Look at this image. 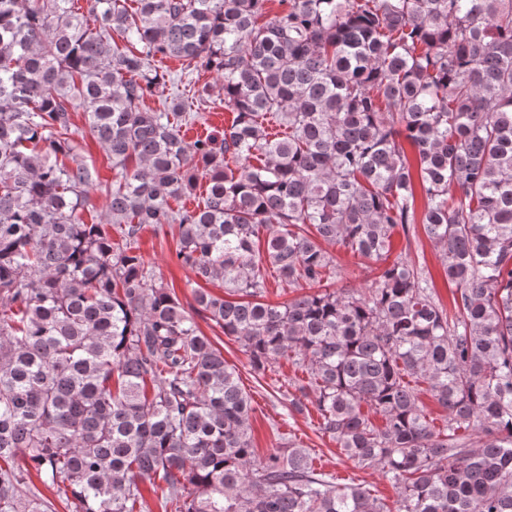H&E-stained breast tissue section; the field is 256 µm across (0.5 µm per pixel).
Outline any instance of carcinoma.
<instances>
[{
	"label": "carcinoma",
	"mask_w": 512,
	"mask_h": 512,
	"mask_svg": "<svg viewBox=\"0 0 512 512\" xmlns=\"http://www.w3.org/2000/svg\"><path fill=\"white\" fill-rule=\"evenodd\" d=\"M134 2L0 0V512H56L22 491L31 469L68 512H143L158 481L164 512H512V0H279L262 24L270 0ZM158 55L216 74L221 136L188 142L201 113L145 105ZM79 107L114 172L97 224ZM416 224L451 311L390 259ZM175 225L224 295L186 307L145 265L141 233ZM336 245L381 264L371 288L336 289ZM270 269L308 291L263 301ZM199 318L254 378L305 372L288 412L315 410L397 498L292 440L256 457L252 398Z\"/></svg>",
	"instance_id": "carcinoma-1"
}]
</instances>
